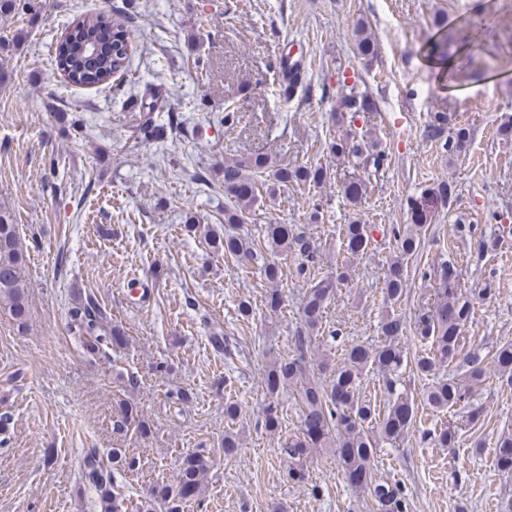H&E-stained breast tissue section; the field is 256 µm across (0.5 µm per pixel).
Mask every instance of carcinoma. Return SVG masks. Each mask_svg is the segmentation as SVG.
<instances>
[{"label": "carcinoma", "instance_id": "carcinoma-1", "mask_svg": "<svg viewBox=\"0 0 512 512\" xmlns=\"http://www.w3.org/2000/svg\"><path fill=\"white\" fill-rule=\"evenodd\" d=\"M69 36L63 40L67 46L66 62L58 65L64 76L73 84L93 87L107 83L116 74L125 75L132 64L129 46L130 31L114 25L102 12L86 14L70 25ZM481 39L480 32L464 33L456 30L449 34L448 42H434L428 57L438 65L439 71L453 76L465 70L475 79L498 65V58L474 57L464 49ZM354 53L365 65L378 57V44L368 25L360 20L354 28ZM376 111L375 101L365 92L351 91L343 94L334 113L336 124L346 127V134L332 141L330 152L352 157L363 169L364 177L343 185L344 197L353 205L361 203L368 185L379 177L388 153L382 147L376 129L363 130L356 126L359 119L368 120L366 114ZM432 140L444 139L443 149L450 155L462 152L469 142L470 129L456 122L448 112H436L427 127ZM272 173L273 183L263 180ZM330 177L322 165H300L271 170V160L265 154H256L245 160L224 163V223H244L250 209L262 194L272 198L277 190L288 184H319ZM411 224L391 229L397 241V255L388 267L385 299L394 305L407 294L408 283L403 276L404 263L415 256L421 245V233L430 223L431 215L426 204L417 202L411 207ZM346 255L336 264V275L321 277L315 272L313 260L317 254L314 240L305 232L286 224H270L266 238L212 234L210 242L236 265L243 267L254 261L262 250L274 255H297L301 263L296 267L299 278L306 285L302 325L293 336L295 354L274 360L264 375V386L269 403L264 410L265 429L273 432L280 426L278 395L286 385L298 387V401L302 407L301 428L286 439L282 450L288 455V478L302 484L305 471L297 463L308 459L315 450L333 448L336 465L346 482L353 488L367 492L376 502L377 512H408L407 501L397 486L377 480L374 460L381 441L395 442L408 430L415 413V401L406 393L396 392L394 381L389 378L403 360L396 341L406 333L403 319L393 314L381 322L384 337L381 346L367 349L354 345L345 350L342 363L329 379L321 374L328 362L311 365L307 353L312 335L321 325L324 309L335 293L337 285L347 280L351 259L365 251L369 243L368 226L353 222L343 227ZM29 257L25 245L13 224L11 213L0 207V306L8 308L19 325L27 317L25 284L22 270ZM433 278L441 289L437 304L421 313L415 322V334L425 349L414 357V369L428 376L440 364L459 363L465 368L459 379L448 378L429 388L424 405L434 411H443L459 405L466 409V417L474 423L484 412L475 397V387L485 382L488 367L512 386V344L498 348L491 362H486L482 347L464 349L461 330L473 313V305L464 297L457 284V268L453 262L439 258L430 266ZM104 310L92 297H87L71 312V329L77 341L89 354L101 349L122 347L127 342L125 331L118 325L106 322ZM375 367L386 376L387 387L393 398L386 411L358 397L361 376L366 367ZM133 424L142 435L150 432L148 423L139 418L131 406L121 408V425ZM496 465L499 470L512 474V432L502 433L496 443ZM136 459L122 448L112 449V462L106 463L97 453L87 454L82 462L79 491H89L97 496L100 512H118L117 497L112 492L116 471L131 468ZM211 466V457L189 453L183 457L181 467L172 485H155L151 488L146 504L139 512H151L150 507L161 504L165 512H184V505L198 496L203 478Z\"/></svg>", "mask_w": 512, "mask_h": 512}]
</instances>
